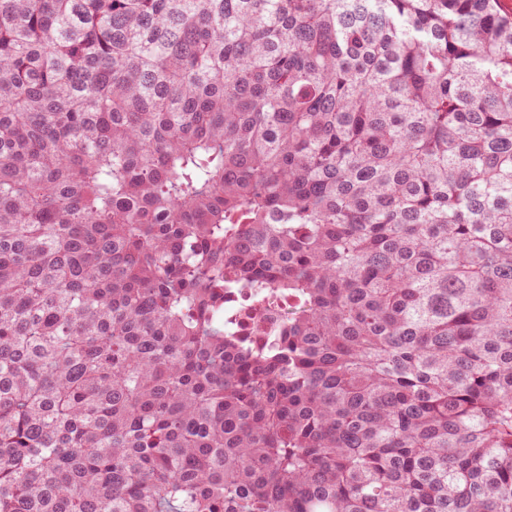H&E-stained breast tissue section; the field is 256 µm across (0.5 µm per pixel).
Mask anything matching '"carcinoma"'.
Wrapping results in <instances>:
<instances>
[{
	"instance_id": "obj_1",
	"label": "carcinoma",
	"mask_w": 512,
	"mask_h": 512,
	"mask_svg": "<svg viewBox=\"0 0 512 512\" xmlns=\"http://www.w3.org/2000/svg\"><path fill=\"white\" fill-rule=\"evenodd\" d=\"M497 2L0 0V512H512ZM229 327L234 334L265 344L278 332L288 317V303L272 294L261 306L252 303L245 292L234 290L230 296Z\"/></svg>"
}]
</instances>
